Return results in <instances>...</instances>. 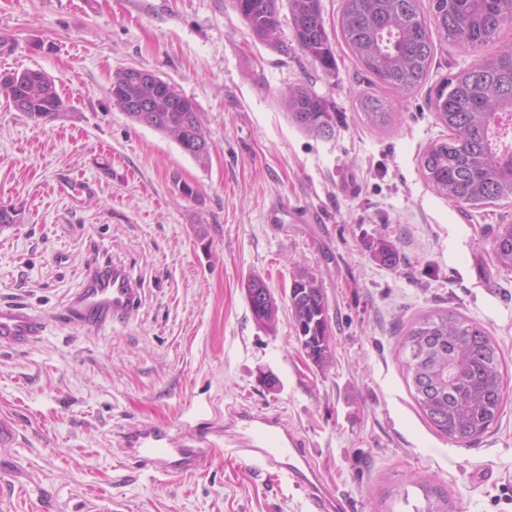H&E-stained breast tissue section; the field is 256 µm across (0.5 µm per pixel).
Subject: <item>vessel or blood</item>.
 I'll list each match as a JSON object with an SVG mask.
<instances>
[{
  "label": "vessel or blood",
  "mask_w": 512,
  "mask_h": 512,
  "mask_svg": "<svg viewBox=\"0 0 512 512\" xmlns=\"http://www.w3.org/2000/svg\"><path fill=\"white\" fill-rule=\"evenodd\" d=\"M138 302L137 290L121 269L110 280L85 288L73 301L69 314L79 323L94 326L106 317H121ZM45 317L20 305H0V344H22L40 336ZM224 443L235 452L261 458L275 472L302 487L317 512H340L342 504L320 489L311 468L303 437L278 415L248 408L234 411L226 425ZM125 454L166 477L198 469L206 459L204 442L187 437L181 425L140 424L121 437Z\"/></svg>",
  "instance_id": "vessel-or-blood-1"
}]
</instances>
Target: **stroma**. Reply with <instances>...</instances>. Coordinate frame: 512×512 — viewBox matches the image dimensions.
I'll list each match as a JSON object with an SVG mask.
<instances>
[{
  "instance_id": "stroma-1",
  "label": "stroma",
  "mask_w": 512,
  "mask_h": 512,
  "mask_svg": "<svg viewBox=\"0 0 512 512\" xmlns=\"http://www.w3.org/2000/svg\"><path fill=\"white\" fill-rule=\"evenodd\" d=\"M321 7L330 75L298 47L285 8L280 52L230 0H0V73L43 71L71 108L37 124L0 94V206L22 213L0 225V302L61 312L94 261L140 289L123 318L57 321L0 347V512H311L303 489L217 447L239 406L301 433L343 512H406L426 486L447 492L448 512H512V271L492 254L512 204L442 197L420 167L449 134L432 88L512 47V26L475 48L434 36L426 79L397 91L352 56L342 0ZM128 68L195 102L207 166L113 105L112 79ZM298 83L329 101L331 136L289 119ZM368 94L389 126L367 123ZM382 242L393 265L377 256ZM303 271L326 300L323 365L303 351L288 300ZM255 276L277 301L270 328L249 306ZM446 310L482 324L504 358L501 417L471 443L431 425L398 354L412 323ZM141 422L208 434L206 462L155 478L117 446ZM360 107L367 122L374 127L383 128L391 121V112H388L382 100L373 95H365Z\"/></svg>"
}]
</instances>
